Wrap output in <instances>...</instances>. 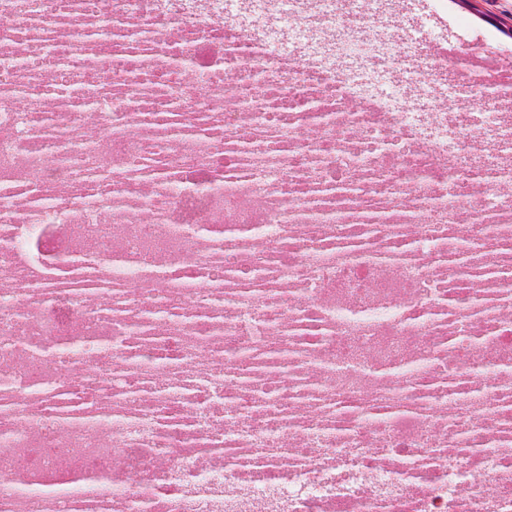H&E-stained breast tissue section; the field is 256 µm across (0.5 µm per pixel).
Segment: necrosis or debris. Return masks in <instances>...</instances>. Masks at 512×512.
Segmentation results:
<instances>
[{
	"label": "necrosis or debris",
	"instance_id": "obj_1",
	"mask_svg": "<svg viewBox=\"0 0 512 512\" xmlns=\"http://www.w3.org/2000/svg\"><path fill=\"white\" fill-rule=\"evenodd\" d=\"M277 4L0 0V512H512V113ZM380 62L381 55L375 52L369 55L363 54L348 57L345 59V66L356 78L372 81L373 77L381 69Z\"/></svg>",
	"mask_w": 512,
	"mask_h": 512
}]
</instances>
